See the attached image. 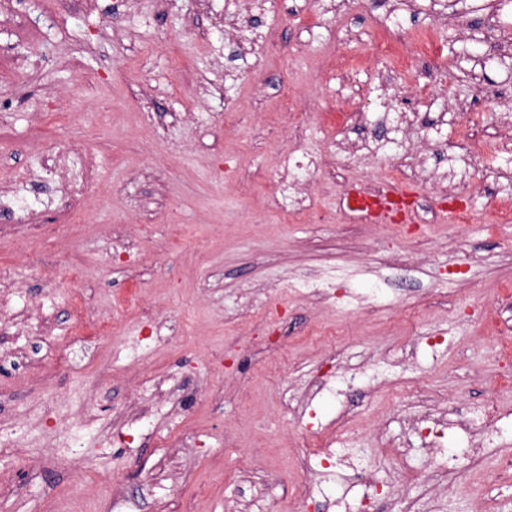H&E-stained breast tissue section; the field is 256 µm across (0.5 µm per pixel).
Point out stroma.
<instances>
[{
    "label": "stroma",
    "mask_w": 512,
    "mask_h": 512,
    "mask_svg": "<svg viewBox=\"0 0 512 512\" xmlns=\"http://www.w3.org/2000/svg\"><path fill=\"white\" fill-rule=\"evenodd\" d=\"M112 2L56 17L46 0H18L24 23L44 32L33 44L0 27V49L41 60L1 106L14 115L8 137L31 149L12 154L0 143V162L36 170L42 151L80 149L97 164L87 215L68 237L0 224V266L36 302L81 288L112 326L82 368L37 394L72 325L58 304L50 334L26 344L27 372H0V432L17 444L0 461V487L13 491L0 512H93L112 481L127 495L113 512L130 500L138 512L178 502L227 512L238 501L251 512H297L284 487L318 470L304 451L344 410L347 440L377 483V512H512V478L498 472L512 456V138L495 134L512 121V0H346L335 14L326 0H264L259 14L253 0H213L205 16L181 2L162 13L156 0H132L121 35L108 27ZM429 27L436 59L394 65L389 47ZM264 29L276 44L261 39ZM284 83L311 112L297 132L281 105ZM50 94L79 96L69 126L36 121ZM386 100L418 120L363 110ZM336 112L363 116L355 135L368 148L312 177L314 207L331 223L283 217L271 203L278 155L326 151L337 128L325 117ZM470 136L485 141L476 161L465 149ZM382 175L397 176L426 220L394 234L343 209L350 184ZM459 207L469 210L468 226L433 216ZM125 224L144 232L120 256L112 231ZM314 273L342 279L371 312L346 300L312 305L284 285ZM257 283L272 287L284 312L275 331L240 315L243 288ZM145 302L165 321L164 342L143 336ZM412 335L443 343L400 365ZM383 362L449 405L475 413L497 405L499 433L480 461L464 455L459 432L449 431L437 454L409 436L414 400L381 387ZM104 366L112 387L97 402V422H79L71 407ZM352 372L359 381L346 394H319L304 416L294 413L293 394L311 377ZM134 373L165 376L178 392L191 385L193 400L184 415L163 408L117 443L110 428ZM61 425L82 435L79 447L53 439ZM187 433L192 447L169 449ZM228 433L237 447H225ZM446 454L454 465L443 478ZM73 455L83 460L77 474L64 464ZM244 465L251 481L238 478Z\"/></svg>",
    "instance_id": "obj_1"
}]
</instances>
